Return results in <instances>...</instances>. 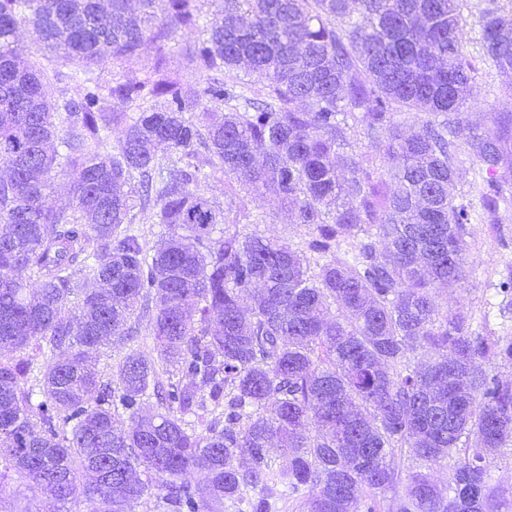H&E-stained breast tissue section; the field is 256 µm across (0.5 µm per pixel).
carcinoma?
I'll return each mask as SVG.
<instances>
[{"label":"carcinoma","instance_id":"obj_1","mask_svg":"<svg viewBox=\"0 0 512 512\" xmlns=\"http://www.w3.org/2000/svg\"><path fill=\"white\" fill-rule=\"evenodd\" d=\"M201 2L0 0V352L14 354L0 360V485L21 473L54 512L78 496L89 512H223L247 488L250 512H271L277 482L308 492L305 512H377L389 491L391 512H501L486 458L512 440V385L481 360L512 362V340L473 335L467 313L433 300L466 278L476 212L499 224L512 209V119L465 116L474 68L459 0H219L209 22ZM478 23L485 61L512 90V16L488 7ZM23 24L86 65L197 29L190 62L206 81L106 85L87 68L49 71L19 47ZM244 66L263 90L247 95ZM50 78L73 94L47 101ZM106 99L138 109L110 153L118 117ZM398 110L411 133L393 122ZM355 125L380 145L383 174L352 149ZM157 146L179 161L159 169ZM464 155L480 179L473 198L453 194ZM60 171L65 208L49 203ZM218 174L277 196L292 223L313 227L306 249L214 237L224 209L202 182ZM136 207L171 230L151 253L124 228ZM81 273L96 287L81 291ZM140 306L175 383L136 352L114 379L89 363L112 337L137 334L124 317ZM45 348L43 370L26 351ZM417 349L429 361L412 367ZM150 389L160 411L145 419ZM199 411L212 415L204 435L184 423ZM472 435L481 447L447 486L416 471L396 489V450L429 469ZM275 440L288 453L279 473ZM140 469L161 480L152 503Z\"/></svg>","mask_w":512,"mask_h":512}]
</instances>
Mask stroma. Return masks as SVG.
<instances>
[{
    "label": "stroma",
    "mask_w": 512,
    "mask_h": 512,
    "mask_svg": "<svg viewBox=\"0 0 512 512\" xmlns=\"http://www.w3.org/2000/svg\"><path fill=\"white\" fill-rule=\"evenodd\" d=\"M491 2L503 12L512 11V0H461L468 58L476 68L467 118L477 125L489 123L493 113L504 111L507 94L497 71L481 59L477 20L481 9ZM199 39L198 31L178 30L165 47L164 74L191 82L199 81V74L187 65V56ZM156 58V48L149 43L134 57L106 59L94 65L93 70L104 80L126 75L142 77L151 72ZM205 189L208 196L223 207L230 230L244 236L256 234L278 239L293 249H304L311 235L310 228L289 223L280 201L275 197L244 194L235 181L221 176L206 180ZM466 240L469 244L470 275L466 281L437 290L435 304L442 311L463 305L476 333L512 337V295L498 291L502 282L512 279V219H505L500 224L478 222L468 225ZM128 323L138 327L137 339L130 341L122 336L113 337L111 345L102 348L94 359L100 373L110 374L127 354L134 351L149 359L156 358L155 341L147 319L135 313L130 315Z\"/></svg>",
    "instance_id": "obj_1"
}]
</instances>
